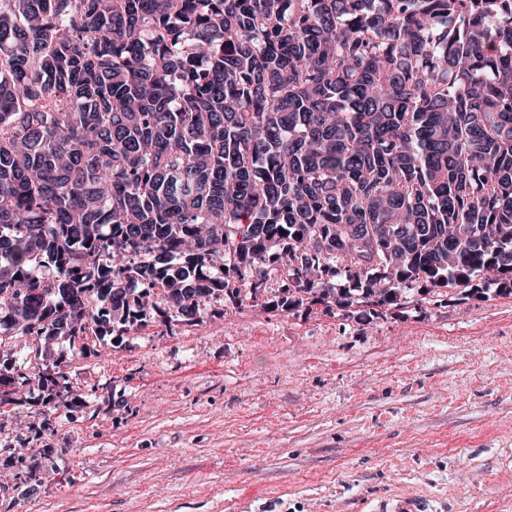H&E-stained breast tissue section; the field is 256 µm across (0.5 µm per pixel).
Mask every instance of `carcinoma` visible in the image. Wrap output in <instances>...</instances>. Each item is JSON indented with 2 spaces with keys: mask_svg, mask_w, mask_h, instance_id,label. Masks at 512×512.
I'll list each match as a JSON object with an SVG mask.
<instances>
[{
  "mask_svg": "<svg viewBox=\"0 0 512 512\" xmlns=\"http://www.w3.org/2000/svg\"><path fill=\"white\" fill-rule=\"evenodd\" d=\"M477 278L512 294V0H0V343Z\"/></svg>",
  "mask_w": 512,
  "mask_h": 512,
  "instance_id": "carcinoma-1",
  "label": "carcinoma"
}]
</instances>
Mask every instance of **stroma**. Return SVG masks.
<instances>
[{
    "label": "stroma",
    "mask_w": 512,
    "mask_h": 512,
    "mask_svg": "<svg viewBox=\"0 0 512 512\" xmlns=\"http://www.w3.org/2000/svg\"><path fill=\"white\" fill-rule=\"evenodd\" d=\"M208 307L59 339L0 408V512H512V294Z\"/></svg>",
    "instance_id": "35a3bbf8"
}]
</instances>
